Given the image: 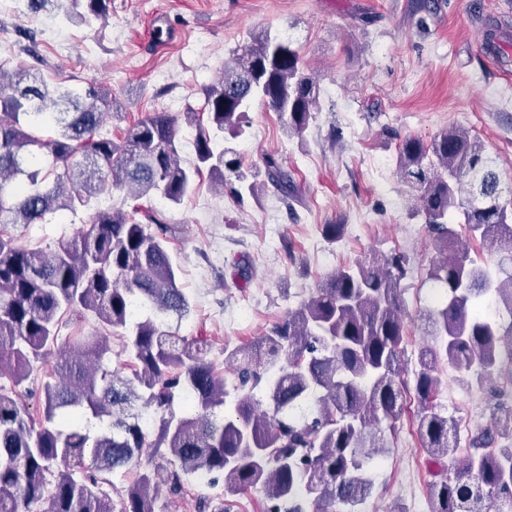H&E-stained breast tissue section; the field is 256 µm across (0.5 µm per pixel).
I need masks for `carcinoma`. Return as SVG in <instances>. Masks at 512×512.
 Masks as SVG:
<instances>
[{
	"label": "carcinoma",
	"mask_w": 512,
	"mask_h": 512,
	"mask_svg": "<svg viewBox=\"0 0 512 512\" xmlns=\"http://www.w3.org/2000/svg\"><path fill=\"white\" fill-rule=\"evenodd\" d=\"M108 7L109 0H66L65 11L89 25L106 20ZM201 93L209 127L199 128L195 159L185 165L169 113L137 121L114 141L101 132L113 98L96 84H50L32 66L0 65V224H46L110 188L134 199L157 193L178 206L205 171L221 186L233 175L239 196L271 186L285 204L296 197L278 154L249 168L209 132L243 135L255 101L280 113L290 136L308 127L320 81L290 41L253 36ZM397 155L434 240L427 278L441 293L425 317L441 344L421 348L414 370L417 433L439 467L429 512H501L500 502L512 499V408L468 437L450 472L458 423L430 401L443 359L480 388L496 372L512 375V186H501L493 161L463 129L428 144L408 137ZM453 209L471 234L508 254L505 278L474 266L448 224ZM158 223L138 208L99 211L85 233L49 252L0 234V512H29L40 502L47 512H114L107 475L132 467L137 477L120 512H155L160 484L179 497L188 477L202 475L211 486L224 480V493L201 500L198 512H230L229 498L249 489L263 493V512H358L374 490L366 463L387 447L384 427L400 418L409 388L406 256L374 254L339 268L259 340L224 347L229 386L207 359L208 337L173 329L192 305L164 240L151 232ZM504 313L506 324L498 320ZM88 315L94 332L61 335ZM114 335L130 356L131 379L105 363ZM53 348L60 361L38 386L42 413L34 414L26 383ZM262 382L264 409L253 393ZM177 398L185 402L180 416L172 411ZM228 403L231 415L219 414ZM164 448L169 467L143 465L147 452L165 458Z\"/></svg>",
	"instance_id": "obj_1"
}]
</instances>
